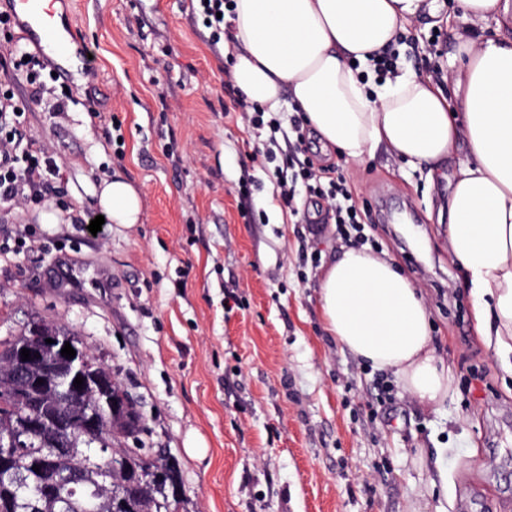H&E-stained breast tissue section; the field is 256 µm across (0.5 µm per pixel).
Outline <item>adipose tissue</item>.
<instances>
[{"instance_id": "ef3b65f1", "label": "adipose tissue", "mask_w": 512, "mask_h": 512, "mask_svg": "<svg viewBox=\"0 0 512 512\" xmlns=\"http://www.w3.org/2000/svg\"><path fill=\"white\" fill-rule=\"evenodd\" d=\"M469 26L445 83L411 66L378 77L374 60L421 18L446 22L445 0H234L224 44L245 102L303 112L322 145L359 162L378 149L440 170L466 146L448 199L450 255L467 274L478 336L512 373V0H456ZM113 223L137 224L125 179L103 184ZM326 328L354 355L392 370L419 403L445 402L451 377L431 346L422 293L386 254L343 248L319 281Z\"/></svg>"}]
</instances>
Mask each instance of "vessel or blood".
<instances>
[{"label": "vessel or blood", "mask_w": 512, "mask_h": 512, "mask_svg": "<svg viewBox=\"0 0 512 512\" xmlns=\"http://www.w3.org/2000/svg\"><path fill=\"white\" fill-rule=\"evenodd\" d=\"M7 12L13 23L59 73L69 78L92 73L89 46L78 40L73 27V14L56 15L55 0H6Z\"/></svg>", "instance_id": "b4317fda"}]
</instances>
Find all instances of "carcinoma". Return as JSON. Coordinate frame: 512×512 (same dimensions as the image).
<instances>
[{"mask_svg": "<svg viewBox=\"0 0 512 512\" xmlns=\"http://www.w3.org/2000/svg\"><path fill=\"white\" fill-rule=\"evenodd\" d=\"M39 335L65 334L68 329L52 322H36L12 339L0 343V439L7 437L16 425L17 399L34 398L41 411L56 419L57 426L48 435L49 443H59L62 449L51 455L50 468L61 482V498H43L37 512H167V499L178 487H183L176 461L164 451L153 455L129 448L126 442L144 430L142 414L128 392L117 383L120 392L116 411L104 417V429L95 438L61 427L75 408L63 399L67 376L60 372L55 380L43 384L36 380L44 365L33 364L18 372L12 364L15 350L35 342L33 330ZM112 448V456L101 449ZM26 466L27 490L20 491L0 483V512H31L36 490L43 480Z\"/></svg>", "mask_w": 512, "mask_h": 512, "instance_id": "obj_1", "label": "carcinoma"}]
</instances>
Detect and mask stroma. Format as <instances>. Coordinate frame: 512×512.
I'll return each mask as SVG.
<instances>
[{"label": "stroma", "mask_w": 512, "mask_h": 512, "mask_svg": "<svg viewBox=\"0 0 512 512\" xmlns=\"http://www.w3.org/2000/svg\"><path fill=\"white\" fill-rule=\"evenodd\" d=\"M73 2L95 74L68 112L48 94L26 114L59 192L0 213V340L34 318L75 333L142 414L136 446L176 459L180 512H512V375L476 333L439 220L455 167L431 182L382 149L346 160L310 128L297 143L287 108L269 141L226 111L224 46L191 0ZM463 30L418 21L400 53L440 76ZM291 155L339 165L371 215L362 243L420 288L452 375L443 405L329 336L318 285L345 240L326 200L282 203L274 165ZM117 173L141 197L138 224L73 229L66 209L98 211Z\"/></svg>", "instance_id": "35a3bbf8"}]
</instances>
